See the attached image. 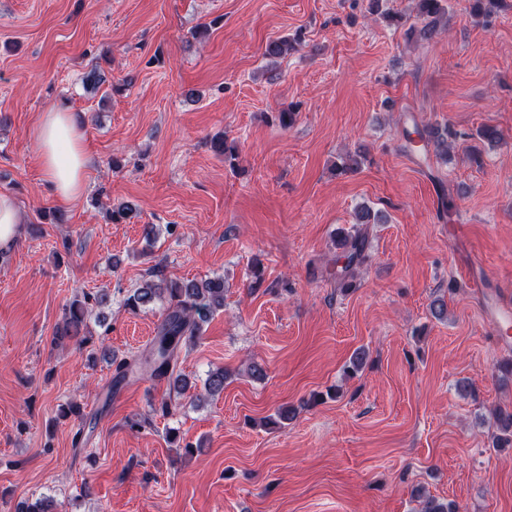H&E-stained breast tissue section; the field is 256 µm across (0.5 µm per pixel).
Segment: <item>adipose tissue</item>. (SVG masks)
Returning a JSON list of instances; mask_svg holds the SVG:
<instances>
[{
  "label": "adipose tissue",
  "instance_id": "adipose-tissue-1",
  "mask_svg": "<svg viewBox=\"0 0 512 512\" xmlns=\"http://www.w3.org/2000/svg\"><path fill=\"white\" fill-rule=\"evenodd\" d=\"M35 140L38 160L55 201L71 205L85 191L91 167L83 129L72 112L54 108L39 118Z\"/></svg>",
  "mask_w": 512,
  "mask_h": 512
}]
</instances>
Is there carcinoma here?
Segmentation results:
<instances>
[{
  "label": "carcinoma",
  "instance_id": "cac0c4a2",
  "mask_svg": "<svg viewBox=\"0 0 512 512\" xmlns=\"http://www.w3.org/2000/svg\"><path fill=\"white\" fill-rule=\"evenodd\" d=\"M505 0H470L471 13L487 25L497 17ZM417 12L421 25L411 24L406 29L409 39L429 42L445 29L442 23L448 9L445 0H417ZM299 37H287L266 44L264 56L274 60L288 55L295 49ZM423 142H433L435 148L448 152L457 140V132L450 126L437 133L432 128L418 132ZM367 235L358 230L342 236L336 243L340 252L331 275L337 286L344 292L354 287L360 268L367 262ZM157 301L164 303L162 319L157 326L156 336L148 350L134 358L120 360L110 356L106 348H101L103 356L110 358L115 365L113 386L117 387L127 379L140 375L167 382L169 389L181 396L188 388V381L179 368V355L182 346L190 344L201 336L205 325L214 315L224 309V278L221 276L192 279L187 281L166 278L161 267L148 270L146 278L131 289L123 299V306L137 312L148 308ZM106 303L103 294L85 293L73 300L66 308L62 323L57 328L54 341L70 339L75 348L82 350L91 343L92 337L86 334V320L94 308ZM224 370L218 369L208 374L204 386L208 394L217 395L224 391ZM493 419L498 434L493 447L503 449L512 445V405L498 406ZM422 498L419 512H457L452 502L439 501L417 492ZM53 501L47 497L33 502L25 500L17 507V512H52Z\"/></svg>",
  "mask_w": 512,
  "mask_h": 512
}]
</instances>
